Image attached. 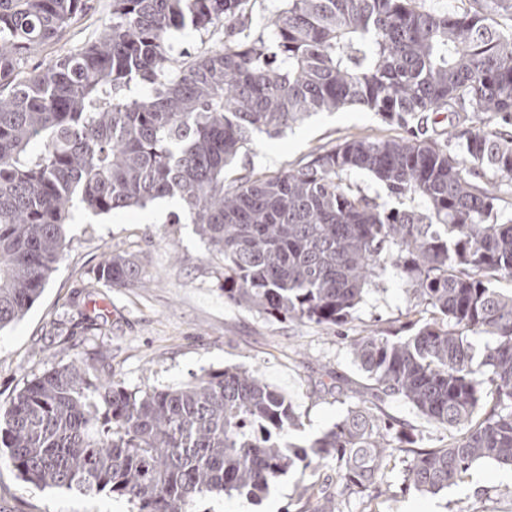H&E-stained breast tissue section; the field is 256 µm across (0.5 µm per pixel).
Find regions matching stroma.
<instances>
[{
    "mask_svg": "<svg viewBox=\"0 0 512 512\" xmlns=\"http://www.w3.org/2000/svg\"><path fill=\"white\" fill-rule=\"evenodd\" d=\"M112 20V0H88L84 16L54 42L30 55V68L44 69L97 37ZM399 130L376 113L359 109L323 112L270 138L255 135L234 176L277 173L299 167L311 154L359 135L387 137ZM163 220L132 207L95 215L76 205L66 226L64 257L41 296L18 322L0 331V406L35 376L75 358L104 357L103 371L127 388L175 387L210 369L257 371L282 392L300 418L292 441L306 445L369 397L368 381L354 363L350 345L373 330L399 333L417 320L405 284L386 270L366 290L348 323L318 326L265 317L224 298V257L195 231L176 223L179 199L168 201ZM128 254L141 268L143 286L106 288L95 271L105 255ZM380 412L410 422L422 446L439 447L449 434L426 421L403 399L386 397ZM404 462L392 460L365 495L343 499L341 512H512V468L491 462L474 465L463 482L436 494L405 489ZM307 478L290 471L258 498L208 497L191 512H316L305 501ZM125 499L101 494L40 489L26 483L0 456V512H131Z\"/></svg>",
    "mask_w": 512,
    "mask_h": 512,
    "instance_id": "obj_1",
    "label": "stroma"
}]
</instances>
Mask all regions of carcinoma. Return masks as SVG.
<instances>
[{
  "instance_id": "cac0c4a2",
  "label": "carcinoma",
  "mask_w": 512,
  "mask_h": 512,
  "mask_svg": "<svg viewBox=\"0 0 512 512\" xmlns=\"http://www.w3.org/2000/svg\"><path fill=\"white\" fill-rule=\"evenodd\" d=\"M441 12L430 0H112V24L42 72L29 54L86 0H0V331L40 297L66 248L75 202L95 215L179 197L224 255V297L261 315L342 325L393 268L429 316L407 338L362 336L351 354L380 400L398 396L462 437L403 448L410 429L363 404L308 446L299 418L255 371L218 368L176 387L130 391L73 360L32 379L0 411V452L39 488L108 493L136 512H190L208 495L257 497L291 469L314 480L316 512L359 495L401 451L404 482L438 493L478 462L512 466V217L483 180L512 185V0ZM221 44L172 54L187 27ZM148 93L129 97L133 82ZM357 106L403 129L353 136L296 169L228 178L255 133ZM460 128L454 148L422 137L429 113ZM501 130L492 133L487 126ZM363 171L422 209H387L350 182ZM142 283L130 258L97 269ZM490 336L475 361L468 335ZM333 462L336 491L319 471Z\"/></svg>"
}]
</instances>
